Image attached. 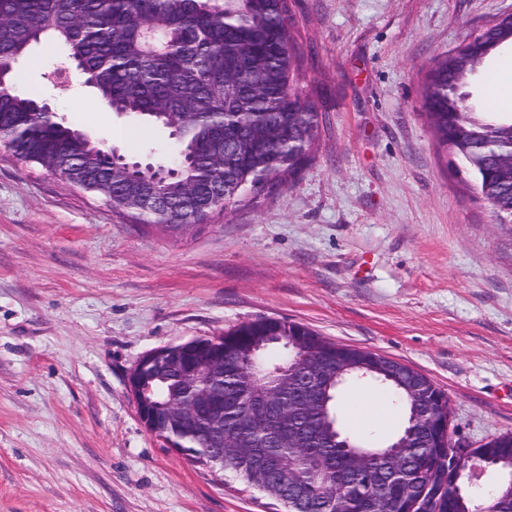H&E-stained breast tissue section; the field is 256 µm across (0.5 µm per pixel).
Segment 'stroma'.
Wrapping results in <instances>:
<instances>
[{
	"label": "stroma",
	"mask_w": 512,
	"mask_h": 512,
	"mask_svg": "<svg viewBox=\"0 0 512 512\" xmlns=\"http://www.w3.org/2000/svg\"><path fill=\"white\" fill-rule=\"evenodd\" d=\"M315 93L311 155L287 186L191 231L137 223L0 149V512H285L150 434L128 377L146 353L266 317L374 351L448 397L453 440L512 433V231L424 115L427 71L512 0H288ZM17 82L130 159L167 131L106 108L78 74ZM403 411L383 390L372 425Z\"/></svg>",
	"instance_id": "1"
}]
</instances>
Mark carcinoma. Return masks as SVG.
<instances>
[{
    "mask_svg": "<svg viewBox=\"0 0 512 512\" xmlns=\"http://www.w3.org/2000/svg\"><path fill=\"white\" fill-rule=\"evenodd\" d=\"M498 34L481 32L471 48L478 63L448 66L440 58L424 86L426 118L438 146L470 166L480 194L503 215L512 214V113L478 111L462 98L471 78L498 48ZM62 48L76 63L84 84L112 111L145 118L170 130L175 158L154 164L113 167L110 148L48 114V103L15 81L18 63L33 47ZM299 56L290 31L287 0H0V145L21 159L51 169L67 183L105 197L134 219L169 232H185L207 211L242 201L246 184L277 190L308 157L318 111L295 85ZM298 336L293 344L271 343L256 354L257 336ZM306 325L279 318L240 324L224 333V368L214 383L163 368L152 382L151 404L164 412L193 404L198 416L180 440L192 461L224 449V473L253 487L260 454H282L300 480L288 512H368L383 498L390 512H407V488H422L434 476L448 478L447 452L437 447V428L414 418L415 399L406 377L354 370L346 377L387 390L405 414L392 440L394 466L408 474L392 483L383 461L367 469L353 463L344 444L357 436L339 420L336 383L324 411L307 404L313 368L336 369L343 345L319 337ZM282 395L298 404L295 426L310 444L285 448L260 433L253 411ZM219 417L234 436L233 453L224 437L207 426ZM348 440L336 439V431ZM488 459L499 479L486 502L490 512H512V434L493 437L470 450ZM438 512H475L466 494L445 489Z\"/></svg>",
    "mask_w": 512,
    "mask_h": 512,
    "instance_id": "obj_1",
    "label": "carcinoma"
}]
</instances>
